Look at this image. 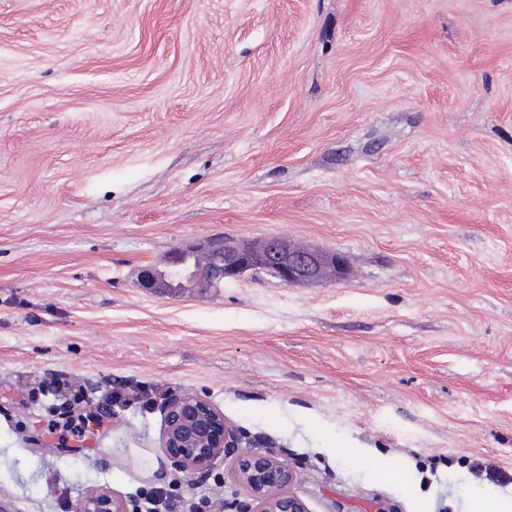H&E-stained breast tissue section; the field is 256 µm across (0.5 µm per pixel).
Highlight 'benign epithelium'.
<instances>
[{
	"instance_id": "obj_1",
	"label": "benign epithelium",
	"mask_w": 512,
	"mask_h": 512,
	"mask_svg": "<svg viewBox=\"0 0 512 512\" xmlns=\"http://www.w3.org/2000/svg\"><path fill=\"white\" fill-rule=\"evenodd\" d=\"M350 269L335 252L299 249L277 237L254 241H210L201 249L183 248L159 269L139 270V287L164 293L171 288H219L245 276L269 277L283 286L312 284L325 279L343 281ZM161 447L173 467L195 475L209 471L230 452L238 453L234 479L248 491L254 508L249 512H308L305 503L289 491L297 474L287 462L269 453L241 450L245 436L224 412L194 393L172 396L162 404ZM135 502L116 497L110 488L90 489L74 512H135Z\"/></svg>"
}]
</instances>
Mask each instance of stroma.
Here are the masks:
<instances>
[{
  "instance_id": "obj_1",
  "label": "stroma",
  "mask_w": 512,
  "mask_h": 512,
  "mask_svg": "<svg viewBox=\"0 0 512 512\" xmlns=\"http://www.w3.org/2000/svg\"><path fill=\"white\" fill-rule=\"evenodd\" d=\"M269 236L348 279L135 284ZM80 387L145 398L46 438ZM185 392L309 512L512 497V0H0V501L248 502L234 457L172 468L159 405Z\"/></svg>"
}]
</instances>
